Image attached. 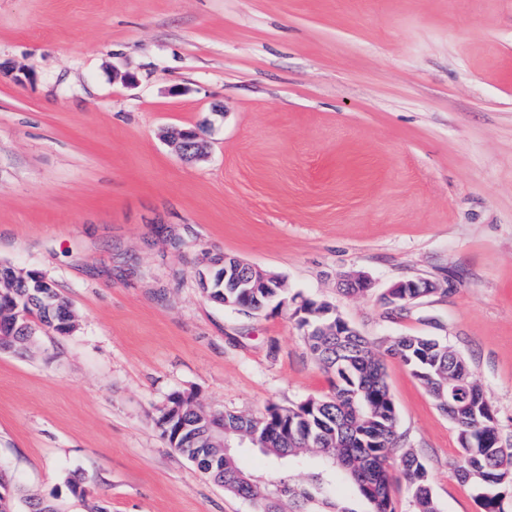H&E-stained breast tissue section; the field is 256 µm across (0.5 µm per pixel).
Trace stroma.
Returning <instances> with one entry per match:
<instances>
[{
	"label": "stroma",
	"mask_w": 512,
	"mask_h": 512,
	"mask_svg": "<svg viewBox=\"0 0 512 512\" xmlns=\"http://www.w3.org/2000/svg\"><path fill=\"white\" fill-rule=\"evenodd\" d=\"M226 255L370 339L447 342L512 446V0H0V264L77 317L0 353V464L23 489L58 512H253L159 409L180 391L257 418L329 382L288 315L204 296ZM355 273L370 291H342ZM408 279L436 290L385 318ZM383 363L439 512H479L454 423ZM170 138L181 158L192 160L203 155L204 145L198 132L189 135L187 130H180L171 133Z\"/></svg>",
	"instance_id": "35a3bbf8"
}]
</instances>
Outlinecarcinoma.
Returning a JSON list of instances; mask_svg holds the SVG:
<instances>
[{
  "label": "carcinoma",
  "instance_id": "carcinoma-1",
  "mask_svg": "<svg viewBox=\"0 0 512 512\" xmlns=\"http://www.w3.org/2000/svg\"><path fill=\"white\" fill-rule=\"evenodd\" d=\"M0 309L17 302L26 318L4 330L3 351L17 352L29 345L38 327L59 334L75 330L70 307L54 285L39 282L38 273L14 274L0 266ZM276 275L260 273L252 265L219 269L206 296L224 308L260 313L286 298L307 312L295 320L313 358L328 376L330 393L310 397L291 406H271L260 419L205 411L193 398L174 392L157 417L161 436L176 452L224 490L248 500L254 512H313L317 504L329 512H350L343 504L341 487L354 490L370 512H395L391 498L392 470L405 480L414 512H439L427 469L411 450L402 447L396 431V408L385 379L382 355L406 366L455 424L461 454L458 478L477 492L481 512H504L503 500L512 494V448L503 447L496 432L492 405L473 380L471 369L448 343L433 336L402 335L380 343L358 334L348 323L329 313L333 306L300 293L271 288ZM434 292L432 288H399L401 304H414ZM224 426L225 440H254L273 464L294 461L310 469L301 484L287 481L261 483L245 472L231 450L222 456L215 448V426ZM9 486L0 496V512H17L19 488L10 472L0 473Z\"/></svg>",
  "mask_w": 512,
  "mask_h": 512
}]
</instances>
